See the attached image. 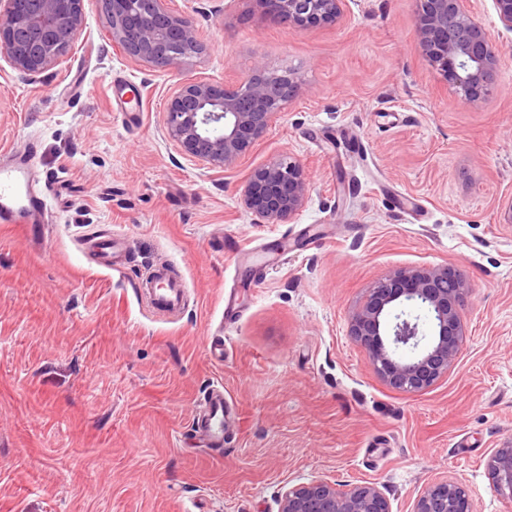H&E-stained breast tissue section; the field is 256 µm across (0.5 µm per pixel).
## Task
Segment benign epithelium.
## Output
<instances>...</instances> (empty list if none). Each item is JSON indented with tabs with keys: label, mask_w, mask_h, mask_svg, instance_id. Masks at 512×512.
I'll use <instances>...</instances> for the list:
<instances>
[{
	"label": "benign epithelium",
	"mask_w": 512,
	"mask_h": 512,
	"mask_svg": "<svg viewBox=\"0 0 512 512\" xmlns=\"http://www.w3.org/2000/svg\"><path fill=\"white\" fill-rule=\"evenodd\" d=\"M263 19L298 30L337 24L345 0H255ZM417 51L468 102L492 90L499 55L472 0H415ZM500 22L512 30V0H494ZM117 41L128 57L154 68L183 67L202 50L193 19L171 11L167 0H103ZM84 22L83 0H0V60L36 76L59 64ZM299 89L290 70L273 73L261 62L235 85L188 79L170 94L163 130L178 152L203 169H233L252 151ZM308 191L302 165L283 156L248 174L241 194L245 211L279 224L303 204ZM468 291L448 266L395 270L368 289L353 312L348 333L388 387L422 392L448 376L461 357L466 336L462 317ZM424 304L432 314L429 341L403 317L404 308ZM493 487L512 499V442L495 449L487 463ZM280 512H391L372 483L339 490L327 481L289 487ZM413 512H472L467 487L433 484L416 498Z\"/></svg>",
	"instance_id": "7a95c632"
}]
</instances>
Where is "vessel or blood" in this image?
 <instances>
[{"instance_id":"vessel-or-blood-1","label":"vessel or blood","mask_w":512,"mask_h":512,"mask_svg":"<svg viewBox=\"0 0 512 512\" xmlns=\"http://www.w3.org/2000/svg\"><path fill=\"white\" fill-rule=\"evenodd\" d=\"M37 150V143H30L26 156L0 163V223L24 225L34 239L42 237L48 216L46 195L35 189L31 178L30 158ZM85 247L97 253L113 270L121 269L124 252L121 236H96L86 240ZM139 288L161 311L176 313L185 305V279L169 264L160 263L148 270ZM228 416L223 388H211L193 416L200 446L212 448L223 444Z\"/></svg>"}]
</instances>
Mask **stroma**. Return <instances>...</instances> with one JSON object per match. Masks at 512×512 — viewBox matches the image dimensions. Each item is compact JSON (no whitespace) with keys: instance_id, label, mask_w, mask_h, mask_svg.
Wrapping results in <instances>:
<instances>
[{"instance_id":"stroma-1","label":"stroma","mask_w":512,"mask_h":512,"mask_svg":"<svg viewBox=\"0 0 512 512\" xmlns=\"http://www.w3.org/2000/svg\"><path fill=\"white\" fill-rule=\"evenodd\" d=\"M206 7L205 49L179 70L128 58L101 0H84L59 64L0 70V150L38 139L50 219L38 241L0 224V512H279L315 480L375 484L391 512L457 480L472 512H512L487 475L512 440V31L477 0L500 64L469 103L416 50L414 0H346L338 25L307 31L262 21L254 0ZM258 61L294 70L298 95L237 168L201 170L162 134L168 96ZM286 154L308 192L266 224L242 185ZM105 232L126 237L123 273L80 246ZM168 261L190 291L171 319L137 288ZM443 265L468 283L460 361L426 391L393 390L350 316L390 272ZM215 385L232 421L222 447L198 448L191 416Z\"/></svg>"}]
</instances>
